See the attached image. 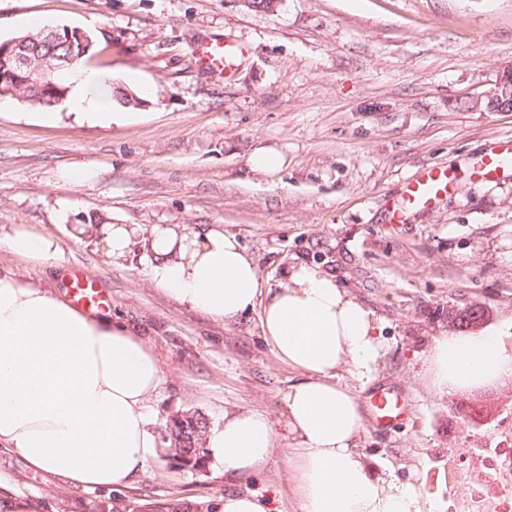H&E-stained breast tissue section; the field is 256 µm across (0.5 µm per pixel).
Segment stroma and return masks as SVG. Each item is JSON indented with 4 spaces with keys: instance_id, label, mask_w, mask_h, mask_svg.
Instances as JSON below:
<instances>
[{
    "instance_id": "1",
    "label": "stroma",
    "mask_w": 512,
    "mask_h": 512,
    "mask_svg": "<svg viewBox=\"0 0 512 512\" xmlns=\"http://www.w3.org/2000/svg\"><path fill=\"white\" fill-rule=\"evenodd\" d=\"M95 31L87 66L113 86L143 92L107 127L65 117L48 123L0 99V237L14 225L52 233L61 266L27 263L0 246V271L66 294L78 268L110 297L108 311L137 328L160 358L165 382L152 401L160 431L180 413L219 426L228 411L258 410L280 429L269 463L227 476L156 459L119 494L147 503L185 499L221 512L225 496L252 495L270 512H301L284 435V397L301 379L266 342L259 312L222 324L169 300L146 277L152 256H122L72 237L64 216L116 224L223 225L268 287L311 265L374 311L384 354L375 385L409 393L404 424L364 423L357 448L386 483L421 487V512L465 499L481 465L473 445L512 418V382L480 386L483 425L450 423L468 389L439 396L426 354L453 334L448 311L488 307L484 329L512 353V177L485 180L474 161L512 139V112L475 107L512 65V0H281L265 12L247 0H0V40L24 30ZM203 38L248 50L224 79L201 72ZM280 154L278 172L253 171L255 150ZM457 175L451 194L409 223H388L402 187L424 167ZM95 176L77 185L69 170ZM468 478L449 483V467ZM82 512L102 491L33 470L0 450V493Z\"/></svg>"
}]
</instances>
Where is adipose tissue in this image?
Returning a JSON list of instances; mask_svg holds the SVG:
<instances>
[{
	"mask_svg": "<svg viewBox=\"0 0 512 512\" xmlns=\"http://www.w3.org/2000/svg\"><path fill=\"white\" fill-rule=\"evenodd\" d=\"M69 105L81 121L121 118L112 109V79L100 72L76 78ZM71 229L99 237L117 256L142 243L154 259L150 282L190 310L223 323L259 311L278 359L302 375L284 398L302 512H419V486H388L355 449L360 406L335 376L343 366L360 379L375 374L380 329L374 312L330 274L303 265L282 288L265 289L252 259L217 226L143 229L88 216ZM1 243L28 263L63 261L55 238L26 224ZM430 359L441 396L512 377V354L493 334L437 337ZM164 381L159 358L129 326L0 274V449L87 489L126 487L158 457L149 409ZM277 436L264 413L248 410L225 414L206 446L216 470L248 473L269 461Z\"/></svg>",
	"mask_w": 512,
	"mask_h": 512,
	"instance_id": "ef3b65f1",
	"label": "adipose tissue"
}]
</instances>
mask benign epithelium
<instances>
[{"instance_id":"1","label":"benign epithelium","mask_w":512,"mask_h":512,"mask_svg":"<svg viewBox=\"0 0 512 512\" xmlns=\"http://www.w3.org/2000/svg\"><path fill=\"white\" fill-rule=\"evenodd\" d=\"M63 38L68 39L71 45L77 41L83 47L90 42L88 34L80 29H68L64 36L53 30L47 40L54 42ZM73 62L74 59L70 55L50 53L41 59L40 66L34 68L21 41L0 44V94H16L14 84L22 81L27 85L33 84L45 89L53 97L61 99L67 94L68 89L47 80V76L71 68ZM476 105L490 112H512V65L502 71L495 88L485 98L476 101ZM488 317L489 310L481 304H469L448 311V319L463 332L479 330Z\"/></svg>"}]
</instances>
